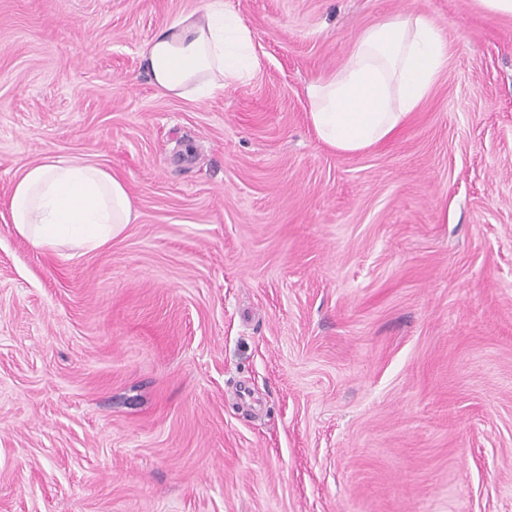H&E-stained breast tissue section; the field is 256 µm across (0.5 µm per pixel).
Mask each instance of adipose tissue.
Returning <instances> with one entry per match:
<instances>
[{
  "instance_id": "1",
  "label": "adipose tissue",
  "mask_w": 512,
  "mask_h": 512,
  "mask_svg": "<svg viewBox=\"0 0 512 512\" xmlns=\"http://www.w3.org/2000/svg\"><path fill=\"white\" fill-rule=\"evenodd\" d=\"M141 59L161 95L195 102L249 83L259 67L251 32L230 0H202L180 14L144 43ZM447 64V42L425 14L366 28L343 67L306 89L318 139L346 153L392 139ZM9 211L16 233L47 250H97L137 217L120 176L75 158L27 168L14 182Z\"/></svg>"
}]
</instances>
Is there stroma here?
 <instances>
[{"label": "stroma", "instance_id": "35a3bbf8", "mask_svg": "<svg viewBox=\"0 0 512 512\" xmlns=\"http://www.w3.org/2000/svg\"><path fill=\"white\" fill-rule=\"evenodd\" d=\"M201 0H0V512H512V15L231 0L260 61L161 96L142 43ZM432 18L392 140L320 143L305 86ZM121 175L137 217L40 250L14 180Z\"/></svg>", "mask_w": 512, "mask_h": 512}]
</instances>
